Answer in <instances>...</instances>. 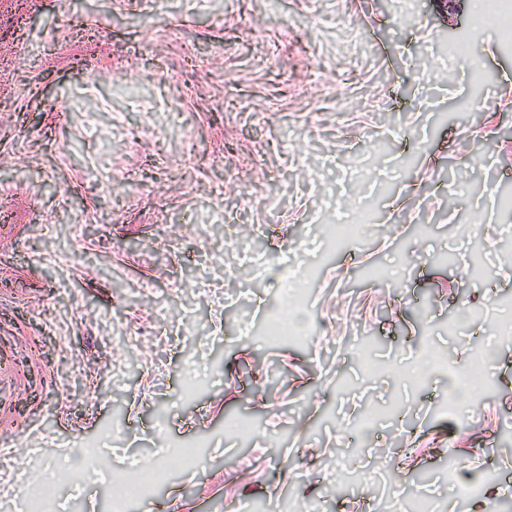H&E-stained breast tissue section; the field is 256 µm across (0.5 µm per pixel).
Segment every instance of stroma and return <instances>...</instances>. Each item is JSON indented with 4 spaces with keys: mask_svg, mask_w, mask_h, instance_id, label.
<instances>
[{
    "mask_svg": "<svg viewBox=\"0 0 512 512\" xmlns=\"http://www.w3.org/2000/svg\"><path fill=\"white\" fill-rule=\"evenodd\" d=\"M470 28V0H0L7 512L49 476L59 512H117L115 471L184 446L118 512H472L449 448L512 512V47ZM285 296L312 335L259 347ZM369 224V218L364 214H361L355 221L338 222L335 225L336 234V246H340L346 241H357L364 236L366 233L367 226ZM492 353V350L483 352L479 355V360L472 363L466 370L465 382L472 393H476L487 383L488 373L486 370V364Z\"/></svg>",
    "mask_w": 512,
    "mask_h": 512,
    "instance_id": "stroma-1",
    "label": "stroma"
}]
</instances>
